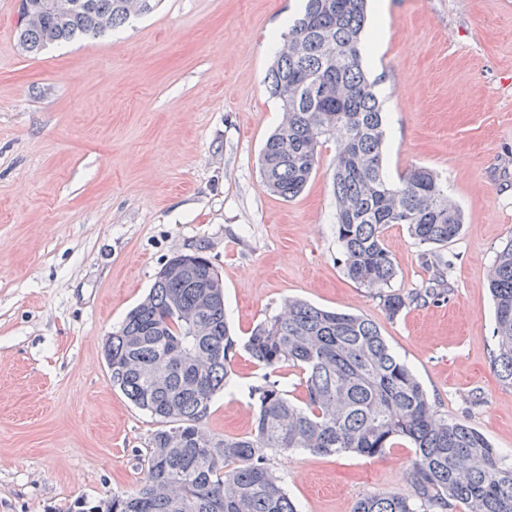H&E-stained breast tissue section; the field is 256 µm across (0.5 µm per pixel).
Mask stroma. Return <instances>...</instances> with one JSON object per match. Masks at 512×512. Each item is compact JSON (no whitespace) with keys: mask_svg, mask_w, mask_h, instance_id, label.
<instances>
[{"mask_svg":"<svg viewBox=\"0 0 512 512\" xmlns=\"http://www.w3.org/2000/svg\"><path fill=\"white\" fill-rule=\"evenodd\" d=\"M19 0H0V512H69L136 491L157 424L113 388L102 350L175 255L206 253L235 335L295 297L373 321L440 414L512 455V387L490 356L496 254L512 239V7L386 0L364 65L388 93L384 171L436 172L462 211L442 247L448 294L388 317L339 261L334 142L302 194L270 193L260 152L280 123L266 76L304 0H159L98 38L25 52ZM383 242L393 291L425 288L426 249ZM203 427L243 436L262 371L245 354ZM413 449L385 458L275 454L301 512L411 495Z\"/></svg>","mask_w":512,"mask_h":512,"instance_id":"obj_1","label":"stroma"}]
</instances>
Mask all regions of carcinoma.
<instances>
[{"label": "carcinoma", "instance_id": "1", "mask_svg": "<svg viewBox=\"0 0 512 512\" xmlns=\"http://www.w3.org/2000/svg\"><path fill=\"white\" fill-rule=\"evenodd\" d=\"M38 0H20L18 39L37 54L53 44L96 37L124 25L126 0H74L60 16L44 11L24 20ZM366 0H306L283 35L284 48L267 74L283 119L267 137L261 176L272 193L300 195L324 142L336 143L332 188L336 242L346 275L399 315L429 291L391 290L395 264L382 236L404 224L420 245L435 248L463 227L461 210L443 182L414 166L391 182L383 172L385 115L363 66ZM202 288L158 275L149 294L112 332V385L156 418L146 477L134 493L74 502L75 512H298L271 457L309 451L383 458L396 444L414 449L413 495L381 492L354 512H512V462L478 430L448 421L377 325L361 315L290 298L239 339L224 315V288L203 252L193 253ZM434 284L447 289L448 261L432 255ZM495 304L492 367L512 386V240L490 270ZM244 351L264 369L248 388L252 430L216 437L201 426L213 397L229 384L231 362ZM300 369L304 397L288 398L274 371ZM188 375L204 381L183 387ZM177 445L168 443L172 431Z\"/></svg>", "mask_w": 512, "mask_h": 512}]
</instances>
